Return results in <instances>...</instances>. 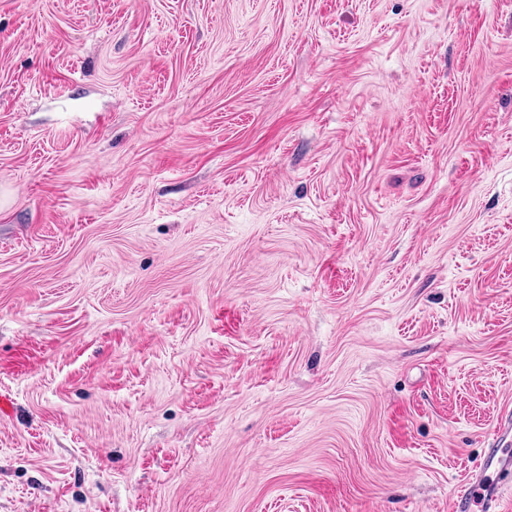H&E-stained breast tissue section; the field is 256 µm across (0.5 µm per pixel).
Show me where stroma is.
Masks as SVG:
<instances>
[{
  "label": "stroma",
  "mask_w": 512,
  "mask_h": 512,
  "mask_svg": "<svg viewBox=\"0 0 512 512\" xmlns=\"http://www.w3.org/2000/svg\"><path fill=\"white\" fill-rule=\"evenodd\" d=\"M512 413V0H0V512H451Z\"/></svg>",
  "instance_id": "1"
}]
</instances>
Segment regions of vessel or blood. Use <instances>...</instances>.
Returning a JSON list of instances; mask_svg holds the SVG:
<instances>
[{
  "label": "vessel or blood",
  "mask_w": 512,
  "mask_h": 512,
  "mask_svg": "<svg viewBox=\"0 0 512 512\" xmlns=\"http://www.w3.org/2000/svg\"><path fill=\"white\" fill-rule=\"evenodd\" d=\"M512 482V420L494 428L492 443L453 497L452 512H498L502 487Z\"/></svg>",
  "instance_id": "vessel-or-blood-1"
}]
</instances>
